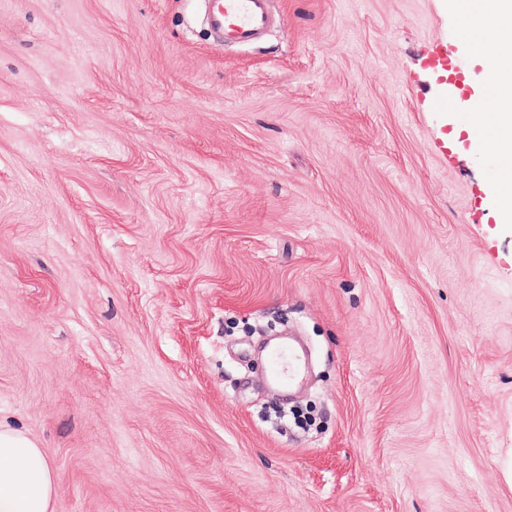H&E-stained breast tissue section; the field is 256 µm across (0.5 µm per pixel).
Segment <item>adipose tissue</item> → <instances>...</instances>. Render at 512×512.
<instances>
[{
    "instance_id": "1",
    "label": "adipose tissue",
    "mask_w": 512,
    "mask_h": 512,
    "mask_svg": "<svg viewBox=\"0 0 512 512\" xmlns=\"http://www.w3.org/2000/svg\"><path fill=\"white\" fill-rule=\"evenodd\" d=\"M467 9L490 25L466 27L468 47L512 42V0H468ZM482 81L493 96L492 111L474 100L472 119L480 126L512 129V58L485 71ZM56 472L39 443L25 433L0 423V512H50L56 492Z\"/></svg>"
}]
</instances>
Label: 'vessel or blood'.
<instances>
[{
  "mask_svg": "<svg viewBox=\"0 0 512 512\" xmlns=\"http://www.w3.org/2000/svg\"><path fill=\"white\" fill-rule=\"evenodd\" d=\"M211 20L223 30L229 43L250 45L259 42L271 22L270 0H210ZM300 356L290 345L276 346L269 354V377L279 386L292 385L296 376L289 370Z\"/></svg>",
  "mask_w": 512,
  "mask_h": 512,
  "instance_id": "b4317fda",
  "label": "vessel or blood"
}]
</instances>
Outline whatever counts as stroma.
<instances>
[{
  "label": "stroma",
  "instance_id": "obj_1",
  "mask_svg": "<svg viewBox=\"0 0 512 512\" xmlns=\"http://www.w3.org/2000/svg\"><path fill=\"white\" fill-rule=\"evenodd\" d=\"M275 6L230 46L201 0H0V422L52 512H512V223L460 15ZM300 362L297 351L288 344L276 346L269 354V377L280 387L290 386L296 381L293 364ZM288 364V373L286 366Z\"/></svg>",
  "mask_w": 512,
  "mask_h": 512
}]
</instances>
